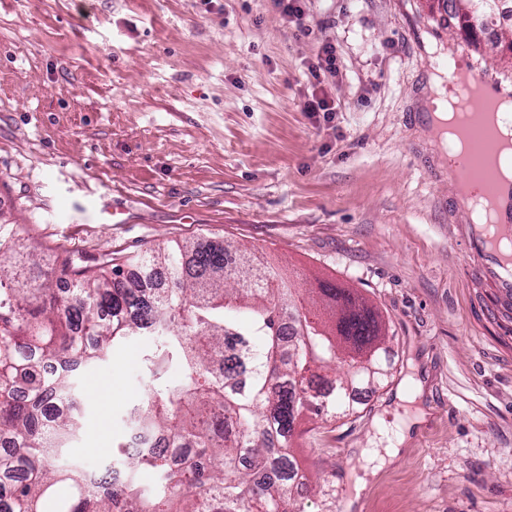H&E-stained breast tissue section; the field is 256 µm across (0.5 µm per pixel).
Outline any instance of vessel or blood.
<instances>
[{
    "instance_id": "vessel-or-blood-1",
    "label": "vessel or blood",
    "mask_w": 512,
    "mask_h": 512,
    "mask_svg": "<svg viewBox=\"0 0 512 512\" xmlns=\"http://www.w3.org/2000/svg\"><path fill=\"white\" fill-rule=\"evenodd\" d=\"M471 135V160L457 176L476 181L480 192L492 200L495 222L490 226L452 224L448 231L466 247L474 284L488 286L494 292L495 302L488 308V315L501 319L512 312V184H500L486 167L485 128L472 127Z\"/></svg>"
}]
</instances>
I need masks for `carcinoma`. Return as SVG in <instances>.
Instances as JSON below:
<instances>
[{
    "instance_id": "carcinoma-1",
    "label": "carcinoma",
    "mask_w": 512,
    "mask_h": 512,
    "mask_svg": "<svg viewBox=\"0 0 512 512\" xmlns=\"http://www.w3.org/2000/svg\"><path fill=\"white\" fill-rule=\"evenodd\" d=\"M448 2L450 23L494 21L497 0L473 17V0ZM137 267L127 278L110 258L48 255L0 217V512H296L287 447L298 421L348 416L349 392L391 377L380 314L320 282L311 292L325 319L278 267L220 240L163 243ZM287 315L298 341L285 355ZM132 336L151 338L152 381L126 413L121 468L91 474L65 454L82 432L75 379ZM230 338L250 348L252 368L228 364ZM170 365L181 382L167 380ZM217 410L236 418L237 439L224 438ZM161 436L195 457L174 463ZM243 448L250 470L238 466ZM141 470L155 475L148 491Z\"/></svg>"
}]
</instances>
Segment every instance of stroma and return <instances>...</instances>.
<instances>
[{
  "instance_id": "obj_1",
  "label": "stroma",
  "mask_w": 512,
  "mask_h": 512,
  "mask_svg": "<svg viewBox=\"0 0 512 512\" xmlns=\"http://www.w3.org/2000/svg\"><path fill=\"white\" fill-rule=\"evenodd\" d=\"M439 18L428 0H307L298 23L270 0H0V213L39 249L130 274L149 246L225 239L381 315L392 377L291 443L302 512H512V342L475 301L448 236L468 218L418 119L437 69L512 89V42ZM326 40L329 121L302 110ZM145 347L79 378L87 468L116 461Z\"/></svg>"
}]
</instances>
